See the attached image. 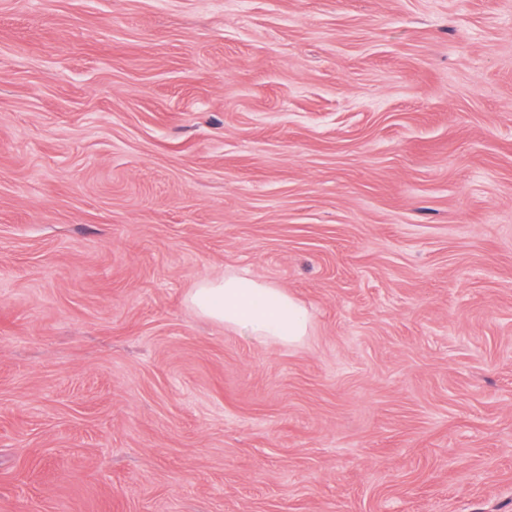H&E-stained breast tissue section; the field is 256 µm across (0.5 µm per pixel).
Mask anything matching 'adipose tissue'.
<instances>
[{"mask_svg":"<svg viewBox=\"0 0 512 512\" xmlns=\"http://www.w3.org/2000/svg\"><path fill=\"white\" fill-rule=\"evenodd\" d=\"M188 302L201 317L283 345L301 343L310 331L307 310L281 288L235 274L199 280Z\"/></svg>","mask_w":512,"mask_h":512,"instance_id":"obj_1","label":"adipose tissue"}]
</instances>
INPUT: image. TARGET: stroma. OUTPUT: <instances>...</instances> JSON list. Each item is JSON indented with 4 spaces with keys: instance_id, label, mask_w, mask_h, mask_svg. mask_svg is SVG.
I'll list each match as a JSON object with an SVG mask.
<instances>
[{
    "instance_id": "obj_1",
    "label": "stroma",
    "mask_w": 512,
    "mask_h": 512,
    "mask_svg": "<svg viewBox=\"0 0 512 512\" xmlns=\"http://www.w3.org/2000/svg\"><path fill=\"white\" fill-rule=\"evenodd\" d=\"M0 512H512V0H0ZM201 317L230 329L283 345H296L309 336L307 310L281 288L269 282L235 274L201 279L188 295Z\"/></svg>"
}]
</instances>
